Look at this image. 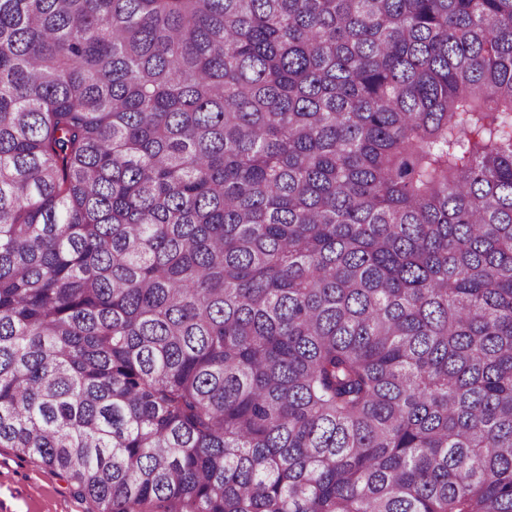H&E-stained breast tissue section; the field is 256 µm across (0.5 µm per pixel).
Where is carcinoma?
Returning <instances> with one entry per match:
<instances>
[{
    "mask_svg": "<svg viewBox=\"0 0 512 512\" xmlns=\"http://www.w3.org/2000/svg\"><path fill=\"white\" fill-rule=\"evenodd\" d=\"M0 448L512 512V0H0Z\"/></svg>",
    "mask_w": 512,
    "mask_h": 512,
    "instance_id": "obj_1",
    "label": "carcinoma"
}]
</instances>
